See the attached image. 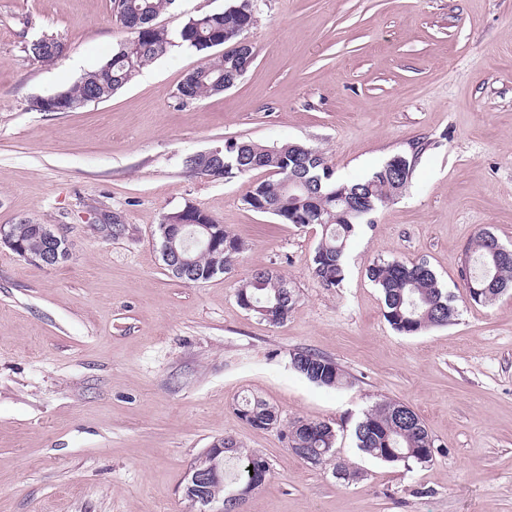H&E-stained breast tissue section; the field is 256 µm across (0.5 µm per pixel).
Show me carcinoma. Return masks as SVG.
Returning a JSON list of instances; mask_svg holds the SVG:
<instances>
[{"mask_svg":"<svg viewBox=\"0 0 512 512\" xmlns=\"http://www.w3.org/2000/svg\"><path fill=\"white\" fill-rule=\"evenodd\" d=\"M176 0H125L127 18L119 20L129 37L118 44L99 68L86 73L74 86L65 90L68 102L76 110L88 104L86 96L95 91L103 99L129 83L148 63L167 52L171 40L168 32L156 26L155 20L171 9ZM255 23L252 0H235L220 12L193 16L181 28L183 42L198 51L212 49L227 42L246 39ZM63 42L43 37L31 42L26 52L34 60L51 64L60 58ZM245 57L232 49L214 56L187 73L177 87V97L201 99L214 94L219 80L237 82ZM224 173H214L200 161L186 157L185 166L211 177L231 178L262 168L271 178L252 186L244 203L254 211H264L282 224L318 225L321 240L309 258L312 278L324 288H338L346 275V252L355 227L373 214L379 206L402 194L408 188L414 162L397 154L367 177L343 181L335 176L323 155L316 149L299 144L265 145L251 141H226L220 146ZM296 178L300 187L290 191L285 183ZM14 236L28 248H35V225L13 224ZM224 247V271L228 272L246 250L245 243L219 225ZM185 237L178 241L180 256L191 259L188 275L182 281L203 278L214 265V254L193 248ZM467 265L462 277L470 280L478 293L469 294L470 301L487 304L503 291L512 288V255L495 253L488 242V231L480 232L465 251ZM368 278L383 296V316L389 325L404 335H416L431 327L447 326L456 320L453 299L437 274L424 261L377 259L367 266ZM241 308L261 319L279 324L288 318L297 294L287 280L271 269L252 272L237 291ZM291 367L309 382L323 388L338 389L352 384L350 377L333 360L306 350L291 356ZM240 416L256 429H269L280 422L277 410L259 399H246L240 405ZM354 435L356 447L363 454L391 464H423L432 461L439 448L419 415L400 402L383 400L363 413ZM288 446L297 448H332L335 431L326 422L297 419L285 433ZM224 444V480L211 485L209 495L219 500L227 496L230 486L245 485L251 479L250 466L270 464L262 455L242 448L231 438L217 439Z\"/></svg>","mask_w":512,"mask_h":512,"instance_id":"obj_1","label":"carcinoma"}]
</instances>
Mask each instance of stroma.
<instances>
[{
  "mask_svg": "<svg viewBox=\"0 0 512 512\" xmlns=\"http://www.w3.org/2000/svg\"><path fill=\"white\" fill-rule=\"evenodd\" d=\"M232 2L178 0L156 20L174 46L124 88L38 112L34 98L99 67L127 33L109 0H0V226L50 224L70 245L53 268L0 247V512H190L185 474L228 435L271 463L245 512H512V293L473 304L460 274L480 230L512 244V0H254L253 65L224 93L180 102L208 57L181 27ZM51 36L62 58L29 57ZM227 140L316 148L347 181L426 148L407 191L358 227L343 286L324 288L307 267L320 227L243 203L268 171L186 168ZM188 205L247 246L198 285L160 253L159 224ZM378 258L427 261L457 320L395 331L365 271ZM257 269L296 290L280 324L237 302ZM301 349L352 386L301 377ZM253 397L279 426L240 418ZM382 400L421 417L440 446L431 462L357 449V421ZM297 419L329 423L334 455L314 465L291 451L282 427Z\"/></svg>",
  "mask_w": 512,
  "mask_h": 512,
  "instance_id": "obj_1",
  "label": "stroma"
}]
</instances>
